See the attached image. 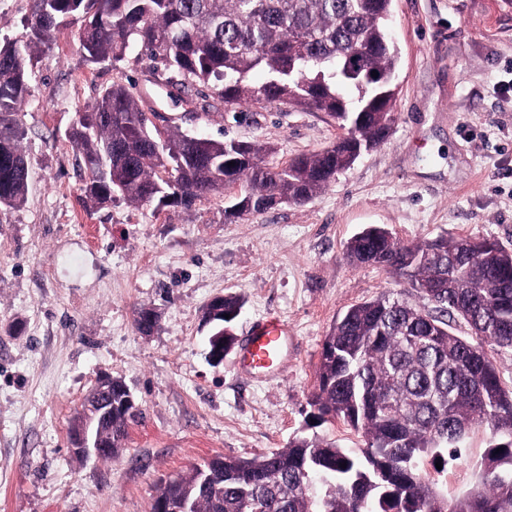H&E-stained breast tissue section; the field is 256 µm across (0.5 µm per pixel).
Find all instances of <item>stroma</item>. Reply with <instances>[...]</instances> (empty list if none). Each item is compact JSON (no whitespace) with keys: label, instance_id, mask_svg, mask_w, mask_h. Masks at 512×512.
<instances>
[{"label":"stroma","instance_id":"35a3bbf8","mask_svg":"<svg viewBox=\"0 0 512 512\" xmlns=\"http://www.w3.org/2000/svg\"><path fill=\"white\" fill-rule=\"evenodd\" d=\"M389 31L399 64L385 140L310 201L235 220L218 195L189 209L84 203L67 132L115 80L135 82L145 111L181 131L271 145L280 164L344 129L279 102L202 99L193 83L169 98L137 53L86 65L72 26L37 53L21 111L29 191L0 208V512H149L161 483L217 455L252 459L302 435L364 447L310 405L324 339L377 296L430 303L390 269L352 265L348 242L381 226L405 243L480 236L512 248V0H393ZM225 294L244 301L236 338L269 316L287 323L281 370L245 376L235 350L210 362L204 308ZM141 308L158 315L147 335ZM106 377L142 415L120 457L76 458V412ZM488 439L472 429L436 474L448 499L476 485Z\"/></svg>","mask_w":512,"mask_h":512}]
</instances>
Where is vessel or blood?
<instances>
[{"label": "vessel or blood", "instance_id": "vessel-or-blood-1", "mask_svg": "<svg viewBox=\"0 0 512 512\" xmlns=\"http://www.w3.org/2000/svg\"><path fill=\"white\" fill-rule=\"evenodd\" d=\"M288 346V326L276 317L260 322L240 350L244 372L254 373L278 367Z\"/></svg>", "mask_w": 512, "mask_h": 512}]
</instances>
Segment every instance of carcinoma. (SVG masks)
<instances>
[{
  "mask_svg": "<svg viewBox=\"0 0 512 512\" xmlns=\"http://www.w3.org/2000/svg\"><path fill=\"white\" fill-rule=\"evenodd\" d=\"M392 0H32L23 32L0 42V207L24 203L29 189L21 147V107L31 93L36 52L62 27L78 26L85 62L116 65L135 51L153 73L181 88L192 80L226 104L285 101L302 112H325L342 127L358 117L360 77L350 58L376 47L368 65L387 81V99L372 107L354 136L324 153L269 164L249 142L233 144L166 129L154 144L139 97L115 82L95 99L68 135L87 172L82 188L94 207L119 199L190 208L224 193V176L246 185L242 218L288 200L304 203L353 162L357 147L376 146L392 121L389 78L398 52L388 36ZM261 74L256 85L252 76ZM234 165H229V162ZM170 173L165 181L161 173ZM355 265L402 275L419 290L441 281L429 309L381 295L350 307L325 337L310 405L322 420L362 433L354 453L318 437L248 460L218 456L186 478L164 483L156 499L187 512H512V389L502 386L485 345L512 349V250L480 237L405 244L371 226L346 248ZM462 319L471 338L451 331ZM112 389V454L140 415ZM490 432L476 486L448 500L423 472L431 460L461 457L467 433ZM501 452H496V449ZM346 467H340L341 463Z\"/></svg>",
  "mask_w": 512,
  "mask_h": 512,
  "instance_id": "carcinoma-1",
  "label": "carcinoma"
}]
</instances>
